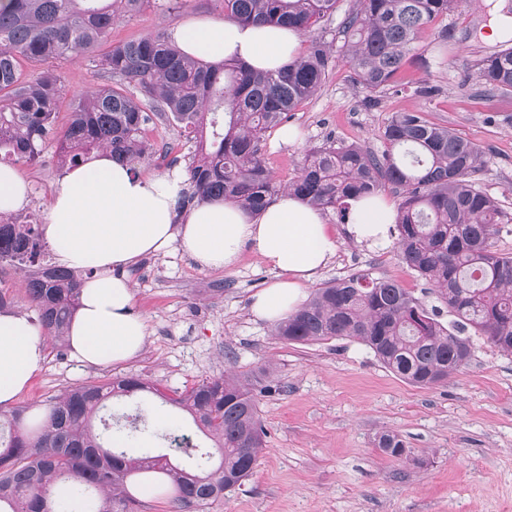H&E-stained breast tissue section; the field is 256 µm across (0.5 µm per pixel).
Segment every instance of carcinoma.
<instances>
[{
  "instance_id": "1",
  "label": "carcinoma",
  "mask_w": 512,
  "mask_h": 512,
  "mask_svg": "<svg viewBox=\"0 0 512 512\" xmlns=\"http://www.w3.org/2000/svg\"><path fill=\"white\" fill-rule=\"evenodd\" d=\"M150 0H7L0 5V161L34 162L54 136L56 155L75 168L104 149L131 163L153 157L146 126L169 117L192 143L181 201L224 200L254 213L287 190L323 211L346 212L347 200L389 186L401 196L396 217L402 261L435 289L454 319L427 308L400 283L368 274L329 282L286 319L274 335L289 343L349 338L368 347L394 374L433 387L470 360L481 336L512 354V256L494 250L511 232L499 205L478 184L485 153L421 111L393 112L383 150L328 141L305 154L287 184L266 166V133L313 97L336 67L333 46L319 31L338 0H223L224 17L275 23L308 35L303 57L274 71L237 62L192 58L165 34L112 43V25ZM458 0H353L340 22V52L354 86L400 92L398 75L421 61L422 31L448 16ZM97 82L69 93L50 69L22 72L24 63L93 55ZM476 64L475 78L493 94L512 93V38ZM69 99L61 133L55 115ZM38 220L0 215V263L24 273L23 288L47 338L67 343L79 305L80 274L44 262ZM157 393L138 376L72 387L49 400L41 418L26 409L0 411V512H129L128 477L167 473L183 510L223 499L253 475L263 448L259 401L248 375L206 379L165 402L186 412L214 450L174 462L166 454L131 456L128 444L148 428L141 415L120 439L95 431L112 400ZM378 447L399 459L397 434Z\"/></svg>"
}]
</instances>
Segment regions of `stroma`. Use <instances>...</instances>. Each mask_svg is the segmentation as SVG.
I'll list each match as a JSON object with an SVG mask.
<instances>
[{
	"label": "stroma",
	"mask_w": 512,
	"mask_h": 512,
	"mask_svg": "<svg viewBox=\"0 0 512 512\" xmlns=\"http://www.w3.org/2000/svg\"><path fill=\"white\" fill-rule=\"evenodd\" d=\"M191 16L220 19L224 6L179 0L171 10L150 0L139 14L115 22L112 39L167 34ZM489 18L479 0H462L421 34L417 48L427 64L404 66L400 79L408 90L376 94L371 103L352 84L348 65L339 64L317 94L289 113L288 126L299 132L295 143L278 144L276 131L267 132L265 160L277 181H291L306 151L330 139L380 149L388 116L418 110L480 145L489 158L480 185L512 214V94L483 93L474 76L476 61L493 50L482 38ZM444 29L451 37L443 46ZM423 80L439 86L437 97L413 94L412 85ZM146 134L157 153L170 158L134 163L136 173L184 171L188 147L174 122L149 125ZM16 169L31 187L25 212L47 218L51 195L66 175L54 146ZM325 216L338 246L306 293L367 271L396 280L425 306L439 305L394 243H356L338 212ZM127 275L133 311L147 324L143 352L118 365L87 367L68 346H47L41 372L17 405L35 413L68 388L131 374L168 394L212 377L248 374L257 380L265 446L253 476L202 512H512V355L475 340L461 373L420 387L356 341L288 344L272 336L271 324L253 317L251 303L277 274L252 252L231 268L204 270L174 246L141 258ZM387 431L405 442L406 456L395 459L378 448Z\"/></svg>",
	"instance_id": "stroma-1"
}]
</instances>
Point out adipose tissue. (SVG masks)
Returning <instances> with one entry per match:
<instances>
[{"label": "adipose tissue", "mask_w": 512, "mask_h": 512, "mask_svg": "<svg viewBox=\"0 0 512 512\" xmlns=\"http://www.w3.org/2000/svg\"><path fill=\"white\" fill-rule=\"evenodd\" d=\"M171 37L187 55L204 61H242L276 70L301 54V34L274 24L191 18ZM183 189L179 173L134 174L111 152H98L69 171L54 193L45 237L58 265L87 271L79 307L67 331L71 355L90 366L138 356L145 320L132 312L134 289L124 268L171 245L201 268L218 270L247 250L259 254L279 279L252 304L255 317L276 322L304 297V287L335 253L337 243L321 211L284 192L251 214L220 200L203 201L174 223ZM348 234L377 247L388 240L395 207L383 197L350 202ZM45 362V343L29 317L0 312V406L8 407Z\"/></svg>", "instance_id": "ef3b65f1"}]
</instances>
